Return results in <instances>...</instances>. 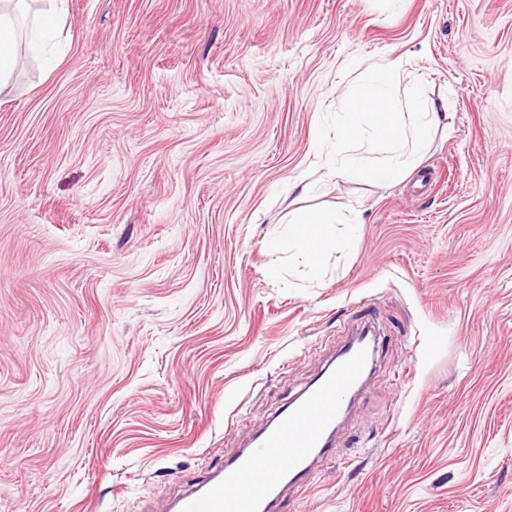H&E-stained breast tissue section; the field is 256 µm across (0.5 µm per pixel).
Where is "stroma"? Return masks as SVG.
<instances>
[{"mask_svg": "<svg viewBox=\"0 0 512 512\" xmlns=\"http://www.w3.org/2000/svg\"><path fill=\"white\" fill-rule=\"evenodd\" d=\"M63 11L0 87V512H165L367 323L282 512H512V0ZM378 58L443 115L388 184L314 150ZM306 210L314 269L273 241ZM288 248L298 249L304 260L317 262L326 246L332 243L327 228L336 224V214L327 211H306L289 222Z\"/></svg>", "mask_w": 512, "mask_h": 512, "instance_id": "obj_1", "label": "stroma"}]
</instances>
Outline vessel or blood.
<instances>
[{
    "mask_svg": "<svg viewBox=\"0 0 512 512\" xmlns=\"http://www.w3.org/2000/svg\"><path fill=\"white\" fill-rule=\"evenodd\" d=\"M369 351L347 346L274 416L262 433V455L238 453L223 467L176 495L173 512H275L277 493L312 478L329 448L325 436L341 415L343 395L366 372Z\"/></svg>",
    "mask_w": 512,
    "mask_h": 512,
    "instance_id": "b4317fda",
    "label": "vessel or blood"
}]
</instances>
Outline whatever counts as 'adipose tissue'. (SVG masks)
Here are the masks:
<instances>
[{"label":"adipose tissue","instance_id":"obj_1","mask_svg":"<svg viewBox=\"0 0 512 512\" xmlns=\"http://www.w3.org/2000/svg\"><path fill=\"white\" fill-rule=\"evenodd\" d=\"M28 2L0 0V85L17 64V31L11 14L29 12ZM402 75L396 61L368 66L363 83L345 97L343 111L334 115L340 150L326 160L330 171L384 184L416 167L440 115L434 104L395 94ZM335 221V214L327 211L298 213L289 222L288 243L304 259L319 260L331 243L328 228Z\"/></svg>","mask_w":512,"mask_h":512}]
</instances>
